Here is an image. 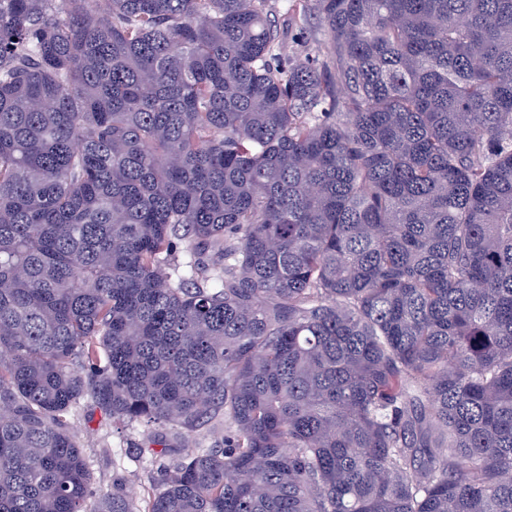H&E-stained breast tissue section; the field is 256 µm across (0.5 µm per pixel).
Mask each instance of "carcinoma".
<instances>
[{
    "mask_svg": "<svg viewBox=\"0 0 512 512\" xmlns=\"http://www.w3.org/2000/svg\"><path fill=\"white\" fill-rule=\"evenodd\" d=\"M0 512H512V0H0ZM304 39L298 33V31L293 30L289 35H287L285 42L282 46V53L287 58L288 55L293 57L296 61L303 62L305 58L314 57L317 54V43L316 42H307L303 43ZM70 425L81 439L84 454L94 475L96 495L112 494V482L123 485L125 492L147 498L156 475L159 457L137 448H148L149 437L159 428L142 422L113 420L83 401L70 416Z\"/></svg>",
    "mask_w": 512,
    "mask_h": 512,
    "instance_id": "carcinoma-1",
    "label": "carcinoma"
}]
</instances>
